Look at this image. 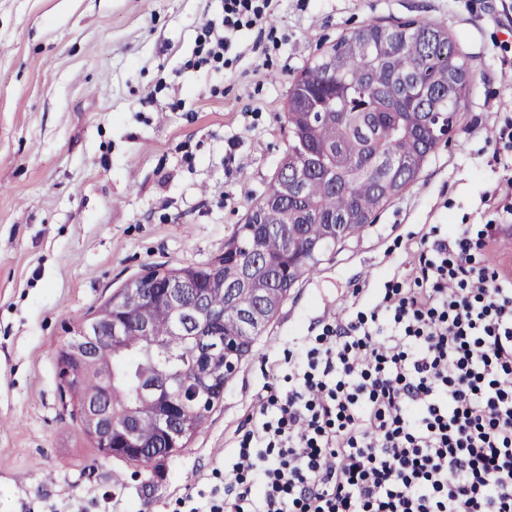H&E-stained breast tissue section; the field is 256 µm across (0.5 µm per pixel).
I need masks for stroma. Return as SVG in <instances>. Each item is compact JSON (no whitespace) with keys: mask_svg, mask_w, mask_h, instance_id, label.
Segmentation results:
<instances>
[{"mask_svg":"<svg viewBox=\"0 0 512 512\" xmlns=\"http://www.w3.org/2000/svg\"><path fill=\"white\" fill-rule=\"evenodd\" d=\"M495 0H277L219 66L195 67L224 0H0V512H200L224 492L262 387L291 348L410 272L432 227L498 221L511 173L512 34ZM415 18L472 66L455 134L356 238L303 278L184 448L101 458L61 400L56 352L78 317L148 267L223 253L288 145V87L342 34Z\"/></svg>","mask_w":512,"mask_h":512,"instance_id":"1","label":"stroma"}]
</instances>
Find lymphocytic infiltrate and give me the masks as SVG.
I'll return each instance as SVG.
<instances>
[{"instance_id": "f902f5d3", "label": "lymphocytic infiltrate", "mask_w": 512, "mask_h": 512, "mask_svg": "<svg viewBox=\"0 0 512 512\" xmlns=\"http://www.w3.org/2000/svg\"><path fill=\"white\" fill-rule=\"evenodd\" d=\"M272 0H224L210 50L264 28ZM498 227L423 237L409 280L265 384L208 512H512V278ZM486 259L492 268L512 275V223L511 228L495 237Z\"/></svg>"}]
</instances>
